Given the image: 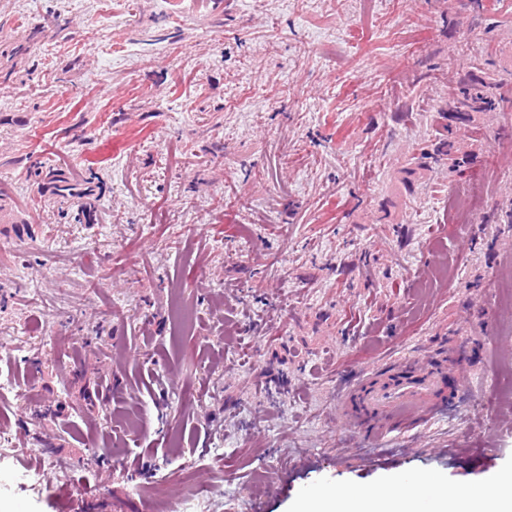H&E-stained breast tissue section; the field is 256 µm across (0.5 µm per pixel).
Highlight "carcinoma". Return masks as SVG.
Returning a JSON list of instances; mask_svg holds the SVG:
<instances>
[{"label":"carcinoma","instance_id":"cac0c4a2","mask_svg":"<svg viewBox=\"0 0 512 512\" xmlns=\"http://www.w3.org/2000/svg\"><path fill=\"white\" fill-rule=\"evenodd\" d=\"M496 85L479 75H471L459 82L446 107L438 110V140L433 148L426 146L419 149L420 158L434 164L448 165V172L463 174L469 153L457 140L456 130L447 123L448 114L461 119H470L473 112H491L495 109ZM34 176L48 181L51 195L60 203H69L83 207L84 198L90 194L84 184L72 181L52 170H36Z\"/></svg>","mask_w":512,"mask_h":512}]
</instances>
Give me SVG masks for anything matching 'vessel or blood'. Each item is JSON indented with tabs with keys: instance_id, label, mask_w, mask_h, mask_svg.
Returning <instances> with one entry per match:
<instances>
[{
	"instance_id": "vessel-or-blood-1",
	"label": "vessel or blood",
	"mask_w": 512,
	"mask_h": 512,
	"mask_svg": "<svg viewBox=\"0 0 512 512\" xmlns=\"http://www.w3.org/2000/svg\"><path fill=\"white\" fill-rule=\"evenodd\" d=\"M398 365L400 375L393 383L366 391V407L385 420L403 419L419 424L443 416L446 408L436 395L438 375L422 370L410 358L399 359Z\"/></svg>"
}]
</instances>
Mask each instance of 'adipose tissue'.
<instances>
[{"instance_id": "ef3b65f1", "label": "adipose tissue", "mask_w": 512, "mask_h": 512, "mask_svg": "<svg viewBox=\"0 0 512 512\" xmlns=\"http://www.w3.org/2000/svg\"><path fill=\"white\" fill-rule=\"evenodd\" d=\"M295 512H512V472L491 492L475 488L452 495L446 484L424 473L345 494L311 491L298 497Z\"/></svg>"}]
</instances>
